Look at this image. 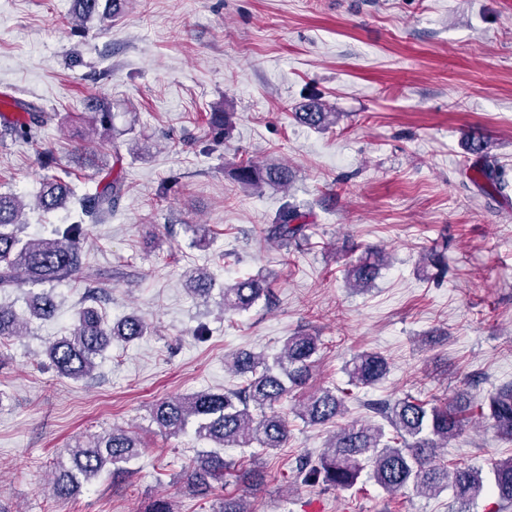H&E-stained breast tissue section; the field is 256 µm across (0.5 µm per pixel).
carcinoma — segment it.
Segmentation results:
<instances>
[{
  "label": "carcinoma",
  "instance_id": "1",
  "mask_svg": "<svg viewBox=\"0 0 512 512\" xmlns=\"http://www.w3.org/2000/svg\"><path fill=\"white\" fill-rule=\"evenodd\" d=\"M73 19L79 24L96 19L104 22L124 12L127 0H73ZM23 109L10 123L0 125V134L16 143L34 144L53 115L33 104L14 102ZM83 110L90 113L89 130L100 139L112 135V106L98 98H89ZM296 119L315 129H326L336 123V113L325 112L315 104L295 113ZM233 113L218 108L209 113L208 144L214 147L224 141L232 128ZM487 141L480 134L470 139L469 153L476 157L462 167L461 173L470 181H483L481 189L488 193L501 189L498 162L487 152ZM101 176L95 191L79 200L86 221L60 226L53 238L25 233L21 215L25 203L15 193H0V289L41 285L43 289L31 296L30 315L39 320L53 318L58 309L57 296L50 285L79 273L82 265L80 242L88 225L96 224L117 208L127 193L121 172H108L98 165ZM233 181L242 188L260 191L266 187L288 185V167L282 164H258L242 161L232 168ZM71 189L63 180L45 179L35 197L41 210L66 207ZM309 225L302 213L285 204L265 230L266 239L283 246L306 238ZM385 262V254L369 250L350 266L347 280L357 290L368 289ZM187 284L197 296L206 299L212 291V277L204 268L188 273ZM103 291L90 288L84 305L77 312L73 335L65 337L47 350L50 365L57 374L72 380L91 375L95 359L112 340L133 341L146 335L143 320L130 314L110 322L100 311ZM269 295L266 281L258 277L236 280L224 288V311L243 312ZM27 327V319L12 307L0 305V340L18 336ZM318 350V338L297 333L284 340L282 349L268 364L261 355L236 356L229 369L242 377V382L222 394L206 391L187 397H176L156 403L151 410L152 422L171 436L185 432L195 423L198 439L213 444L203 448L184 471L187 486L195 490H210L213 484L224 482V476L234 469L233 462L224 459L220 448L258 447V453H270L288 442V417L276 406L291 389L301 387L310 377L311 358ZM386 359L378 353L362 351L345 362L347 387L325 388L308 394L295 409V417L307 424H334L343 416L347 404L356 399L355 390L371 387L387 373ZM371 419L354 420L332 432L323 451L312 459L303 457L293 470L294 481L304 485L321 484L338 490L353 489L364 470L389 494L408 487L435 497L452 491L457 512L489 489L497 495L504 508L512 506V456L491 464L485 471L476 465H460L441 459L439 449L458 436L473 414L472 400L460 391L452 401L439 404L433 398L424 401L413 396L362 402ZM479 415L490 421L495 436L512 442V385L490 394L479 405ZM143 448L138 433L114 429L106 434L89 435L74 447L66 449L70 466L57 463L52 470V497L64 500L75 496L82 484H89L102 472L112 474V480L125 479L131 474L130 464ZM218 512H251L241 496H226Z\"/></svg>",
  "mask_w": 512,
  "mask_h": 512
}]
</instances>
